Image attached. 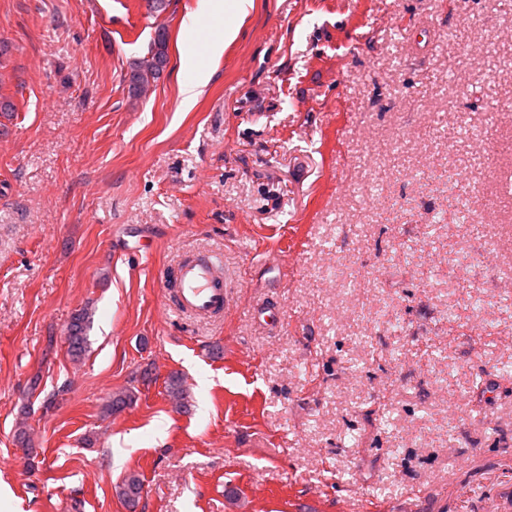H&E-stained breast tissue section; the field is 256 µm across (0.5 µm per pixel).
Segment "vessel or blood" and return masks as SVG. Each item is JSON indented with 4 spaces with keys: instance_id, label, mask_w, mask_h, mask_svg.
I'll return each mask as SVG.
<instances>
[{
    "instance_id": "1",
    "label": "vessel or blood",
    "mask_w": 512,
    "mask_h": 512,
    "mask_svg": "<svg viewBox=\"0 0 512 512\" xmlns=\"http://www.w3.org/2000/svg\"><path fill=\"white\" fill-rule=\"evenodd\" d=\"M223 261L212 253H197L182 259L161 283H173L171 307L200 320L219 318L232 303L230 284L222 270Z\"/></svg>"
}]
</instances>
